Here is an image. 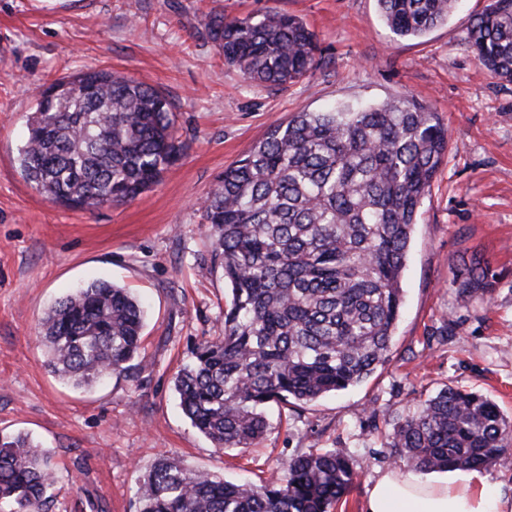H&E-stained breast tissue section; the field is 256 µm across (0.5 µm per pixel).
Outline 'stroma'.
<instances>
[{
  "instance_id": "stroma-1",
  "label": "stroma",
  "mask_w": 512,
  "mask_h": 512,
  "mask_svg": "<svg viewBox=\"0 0 512 512\" xmlns=\"http://www.w3.org/2000/svg\"><path fill=\"white\" fill-rule=\"evenodd\" d=\"M488 2L458 0L447 22L408 39L377 0H0V432L50 452L59 478L45 512H138L137 485L162 457L257 482L321 448L351 450L357 476L337 512H364L380 473L404 468L383 446L391 421L441 388L488 395L512 417V82L467 42ZM274 11L303 18L320 52L308 76L270 86L225 65L204 19ZM93 70L161 92L181 149L135 200L73 210L41 196L17 156L40 90ZM400 95L438 112L449 141L417 216L388 361L358 386L271 407L253 447L214 448L174 389L194 344L223 334L230 298L201 201L292 113ZM476 255L492 288L460 297L454 280ZM93 280L129 289L147 317L133 369L76 388L47 367L39 323Z\"/></svg>"
}]
</instances>
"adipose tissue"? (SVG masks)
<instances>
[{
	"label": "adipose tissue",
	"mask_w": 512,
	"mask_h": 512,
	"mask_svg": "<svg viewBox=\"0 0 512 512\" xmlns=\"http://www.w3.org/2000/svg\"><path fill=\"white\" fill-rule=\"evenodd\" d=\"M365 512H512V498L476 471L422 478L389 470L370 490Z\"/></svg>",
	"instance_id": "adipose-tissue-1"
}]
</instances>
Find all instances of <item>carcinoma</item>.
I'll use <instances>...</instances> for the list:
<instances>
[{"label":"carcinoma","mask_w":512,"mask_h":512,"mask_svg":"<svg viewBox=\"0 0 512 512\" xmlns=\"http://www.w3.org/2000/svg\"><path fill=\"white\" fill-rule=\"evenodd\" d=\"M400 37L447 21L456 0H377ZM224 63L248 80L293 83L316 65L317 34L280 12L206 16ZM478 62L512 82V0H490L468 33ZM179 152L171 103L108 71L58 79L28 118L19 168L51 203L96 210L135 200ZM448 154V128L409 96L296 112L224 169L205 199L213 255L231 287L224 335L204 336L174 378L184 415L216 448H250L272 404H308L367 380L389 356L416 216ZM474 259L457 292L492 288ZM145 314L125 288L94 281L40 321L46 365L75 387L132 366ZM512 446L491 397L447 386L392 426L385 447L415 472L484 468ZM356 471L346 448L303 453L259 484L162 458L140 481L139 512H332ZM51 457L0 435V509L44 512Z\"/></svg>","instance_id":"1"}]
</instances>
